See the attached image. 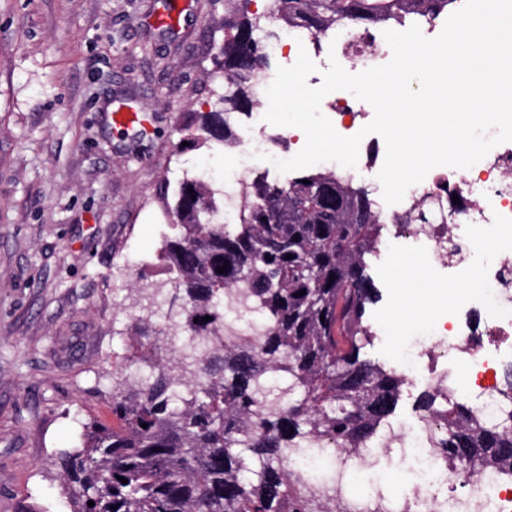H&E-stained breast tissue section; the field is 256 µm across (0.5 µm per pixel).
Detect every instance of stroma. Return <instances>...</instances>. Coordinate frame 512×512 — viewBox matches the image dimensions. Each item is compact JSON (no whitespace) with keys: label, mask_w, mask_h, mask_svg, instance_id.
I'll return each mask as SVG.
<instances>
[{"label":"stroma","mask_w":512,"mask_h":512,"mask_svg":"<svg viewBox=\"0 0 512 512\" xmlns=\"http://www.w3.org/2000/svg\"><path fill=\"white\" fill-rule=\"evenodd\" d=\"M162 0H0V512L36 504L64 512L57 455L103 417L115 378L131 367L132 326L162 310L143 289L164 279L157 259L171 221L162 199L206 167L226 181L246 139L178 148L193 103L210 110L222 79L224 0H177L160 26ZM148 113L141 141L113 128L123 101ZM385 269L369 266L374 282ZM405 290L382 287L371 316L385 335L363 357L398 369L394 345L418 330L409 308L438 303L427 269Z\"/></svg>","instance_id":"obj_1"}]
</instances>
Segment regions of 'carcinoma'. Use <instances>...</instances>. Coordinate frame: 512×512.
<instances>
[{
	"label": "carcinoma",
	"instance_id": "obj_1",
	"mask_svg": "<svg viewBox=\"0 0 512 512\" xmlns=\"http://www.w3.org/2000/svg\"><path fill=\"white\" fill-rule=\"evenodd\" d=\"M454 2L273 0L268 22L314 36L342 25L369 33L407 18L431 20ZM249 4L224 0V44L215 60L224 78L221 107L192 108L178 128L199 146L230 139V114L262 106L253 78L274 31ZM167 209L174 221L159 259L180 293L171 299L178 311L169 312L168 335L219 336L224 291L236 280L264 311L266 331L256 345L214 346L184 377L159 357L149 322L135 319L136 343L153 355V370L112 393L116 423L87 424L80 445L58 456L70 512H311L285 467L288 455L323 440L368 444L405 385L401 374L361 358L370 344L368 309L378 299L366 256L382 231L369 193L334 169H304L286 180L264 174L244 195L238 223L226 224L209 186L186 177ZM223 265L226 272H218ZM273 364L299 398L269 414L261 411L258 383ZM178 388L185 396L176 406ZM448 432V466L457 474L467 473L461 449L472 467L512 474L511 421L482 423L458 402L448 408ZM240 448L263 463L255 481L243 475Z\"/></svg>",
	"mask_w": 512,
	"mask_h": 512
}]
</instances>
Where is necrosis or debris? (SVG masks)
<instances>
[{
  "label": "necrosis or debris",
  "instance_id": "necrosis-or-debris-1",
  "mask_svg": "<svg viewBox=\"0 0 512 512\" xmlns=\"http://www.w3.org/2000/svg\"><path fill=\"white\" fill-rule=\"evenodd\" d=\"M362 37L350 27L319 37L283 29L268 41L265 54L275 59L303 49L318 60L331 53L344 59ZM326 115L343 136L356 134L367 117L347 90L328 103ZM242 125L248 148L275 147L276 158H287L302 146L298 136L284 134L257 115L246 114ZM385 154L382 137L369 134L361 142L356 168L342 174L376 182ZM420 205L429 212L430 223H402V216ZM379 218L385 234L377 246L378 261H385L392 244L412 256L424 252L432 258L433 287L466 286L446 311L434 314L420 332L403 337L396 347L405 381L428 375L439 411L421 413L410 431L387 427L380 436L379 447L398 449L418 465L415 475L403 479L400 493L382 487L371 500L352 494L350 475L371 470L376 454L333 443L328 446L333 468L326 486L300 480L298 460L289 458L288 469L298 477L295 488L315 512H512V478L493 467L467 477L450 470L444 450L448 434L439 415L452 401L467 403L488 422L512 415V388L504 378L505 369L512 367V142L495 146L470 168L431 169L401 202L381 206ZM244 292L241 281L226 291L230 304L222 338L229 346L263 332L259 309Z\"/></svg>",
  "mask_w": 512,
  "mask_h": 512
}]
</instances>
